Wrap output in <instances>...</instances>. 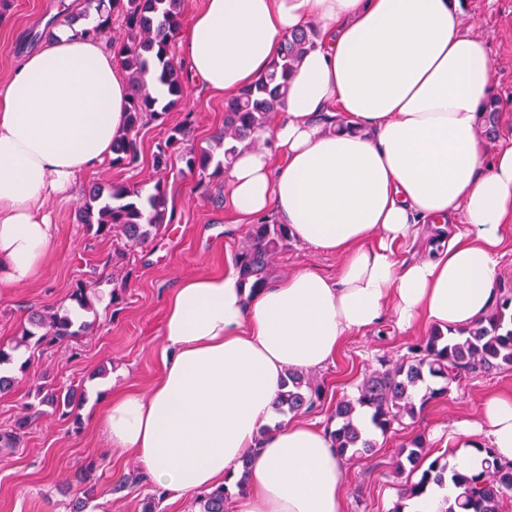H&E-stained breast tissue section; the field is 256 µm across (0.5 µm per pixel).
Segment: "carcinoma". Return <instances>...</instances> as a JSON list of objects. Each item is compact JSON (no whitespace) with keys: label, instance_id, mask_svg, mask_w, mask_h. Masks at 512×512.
<instances>
[{"label":"carcinoma","instance_id":"obj_1","mask_svg":"<svg viewBox=\"0 0 512 512\" xmlns=\"http://www.w3.org/2000/svg\"><path fill=\"white\" fill-rule=\"evenodd\" d=\"M109 2L112 11L123 16L122 36L111 40L117 48V59L126 74L130 102L124 132L112 141V165L130 166L138 161L136 133L149 120H158L175 107L183 97L182 68L170 55V46L181 26L183 0H98ZM317 26L292 33L284 39L281 54L258 82L242 89L224 105V127L215 139L224 146L223 159L214 161L209 153L187 160L190 170H198V185H206L207 176H216L232 163L237 145H255L267 127L271 115L283 106L288 91V78L302 56L316 45ZM154 70L158 83L166 87V103L153 95L145 74ZM508 103L493 96L484 107L480 124L483 135L496 132L499 116ZM183 130L175 128L165 141L156 146L154 163L161 171L167 168L171 154L181 144ZM213 172H208L210 165ZM81 223L98 237L112 236L122 248L112 253V265L126 259L127 251L147 241L152 231L173 222L168 214L163 180L155 183V193L142 199L139 191L123 182L92 186L84 192L80 208ZM290 240L287 225L275 220L254 224L246 235L237 261L250 274L257 275L254 287L261 286L268 268ZM91 286L81 282L70 294L80 310L91 309ZM32 329H23L16 346L47 349L88 332L92 324L74 320L52 307L35 312ZM512 368V284L497 288V299L491 310L466 328L442 332L430 331L423 340L411 345L399 361H382L380 367L366 374L354 395L336 402L327 429L338 453L346 458H363L377 451V442L356 425L358 415L370 413L375 429L385 434L404 420L415 419L434 399L446 396L451 386L460 384L472 373H492ZM322 387L306 371L289 369L283 380V391L276 404L282 416L298 415L312 409L321 399ZM38 404L46 405L69 417L80 402L77 392L34 389ZM35 406L29 404L13 427L0 432V447L13 448L19 435L29 427ZM422 436L414 437L410 446L400 450L396 474L421 472L420 477L401 485V502L391 512H402V501L419 497L432 482L450 478L461 492L444 512H503L506 494L512 490V462H500L490 449H484L482 471L474 477L460 475L447 461L435 459L422 468L426 457ZM232 498L225 486L202 491L195 498L198 512H228Z\"/></svg>","mask_w":512,"mask_h":512}]
</instances>
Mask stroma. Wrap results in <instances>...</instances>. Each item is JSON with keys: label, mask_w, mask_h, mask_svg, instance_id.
Masks as SVG:
<instances>
[{"label": "stroma", "mask_w": 512, "mask_h": 512, "mask_svg": "<svg viewBox=\"0 0 512 512\" xmlns=\"http://www.w3.org/2000/svg\"><path fill=\"white\" fill-rule=\"evenodd\" d=\"M55 3L10 0L6 18L0 22V80L8 77L20 53L37 48L49 37L59 22L50 13ZM465 21L490 44L494 95L512 100V0H467ZM188 111L194 112L195 120L184 135L185 147L196 155L210 151L221 156L214 136L224 125L223 93L186 90L164 120L140 127L136 135L138 167L104 162L81 180L71 198L48 201L55 237L47 261L25 286L0 287V345L14 348L15 363L27 365L14 388L0 393V430L10 428L22 414L31 385L72 386L86 394L76 419L60 417L47 406L20 435L14 451L0 465V512H64L63 505L70 496L83 494L77 476L91 462L96 463L97 470L91 477L94 494L88 497L85 512H142L144 497L155 490L145 480L134 488L114 492L120 477L140 473L141 467L130 454L109 447L93 414L104 394L129 387L145 391L161 377L167 297L182 279L219 272L227 259L237 258L249 230L248 225L235 223L224 209L223 176L211 180L210 191L204 195L197 190L198 177L190 172L184 156L173 155L166 170L154 169L157 143ZM160 178L166 183L174 222L133 248L123 265H109L112 238L94 236L78 221L83 189L122 182L147 196ZM340 264L339 257L313 251L293 239L277 256L270 272L286 277L313 268L333 277ZM89 280L94 283L92 308L82 318L92 322L91 332L59 348L41 351L16 347L15 339L28 327L31 312L47 307L67 311L72 289ZM118 285L124 291L115 307L111 293ZM429 332V327L420 326L385 337L364 334L349 338L335 363L317 370L324 393L308 411V418L328 421L337 399L354 395L365 373L378 368L381 361L398 360L409 345ZM498 393H512V369L464 379L449 396L430 402L417 419L378 436L379 450L373 456L346 461V512H391L401 483L395 473L398 449L420 435L430 457H438L449 421H478L486 398Z\"/></svg>", "instance_id": "1"}]
</instances>
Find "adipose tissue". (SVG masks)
<instances>
[{"label": "adipose tissue", "instance_id": "ef3b65f1", "mask_svg": "<svg viewBox=\"0 0 512 512\" xmlns=\"http://www.w3.org/2000/svg\"><path fill=\"white\" fill-rule=\"evenodd\" d=\"M466 0H205L178 43L197 86L232 97L263 76L291 32L322 33L295 68L285 106L224 172L239 223L276 217L291 237L337 255L336 277L305 269L253 288L240 265L185 279L168 299L163 373L148 393H108L94 415L110 447L136 455L170 500L234 488L232 512H345L344 460L317 422L274 425L287 369L332 363L344 341L378 330L456 329L495 302L512 226V137L476 134L491 90L486 40ZM95 17L57 31L0 81V286L42 268L45 210L112 156L129 88L116 57L85 36ZM427 236L423 258L398 244ZM449 461L481 469L483 449L512 461V396L479 422L451 421Z\"/></svg>", "mask_w": 512, "mask_h": 512}]
</instances>
